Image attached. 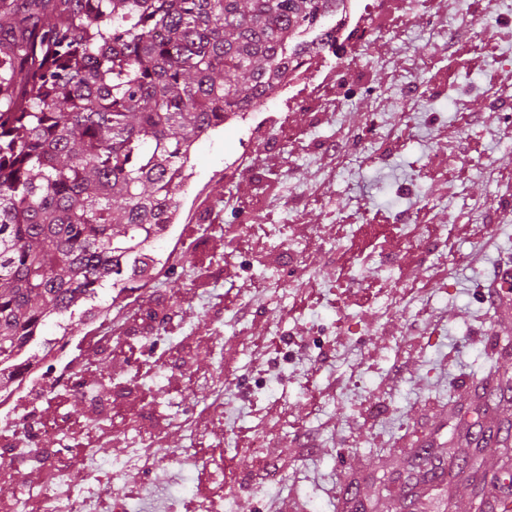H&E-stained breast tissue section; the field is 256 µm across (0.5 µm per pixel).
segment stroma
<instances>
[{"label": "stroma", "instance_id": "35a3bbf8", "mask_svg": "<svg viewBox=\"0 0 512 512\" xmlns=\"http://www.w3.org/2000/svg\"><path fill=\"white\" fill-rule=\"evenodd\" d=\"M407 16L411 39L389 31L355 55L367 87L348 78L317 127L289 113L303 134L282 153L246 124L202 137L178 222L153 244L152 276L103 288L92 313L74 315L77 365L93 363L125 390L128 417L160 429L158 469L123 476L153 497L127 500L126 512L198 496L202 455L229 472L217 512H267L273 500L281 512H490L512 497V287L486 290L512 268V112H489L482 95L512 66V0L485 13L459 0L445 47L429 37L422 0ZM384 55L396 67L436 58L411 74L422 89L413 103L378 66ZM389 131L398 139L384 163L342 167L310 147L369 152ZM383 205L388 219L375 223ZM147 309L163 314L161 335L127 323L111 354L80 349L113 315ZM215 371L224 425L195 451L177 421L208 397L197 374ZM246 432L261 452L241 448ZM466 458L479 471L458 472Z\"/></svg>", "mask_w": 512, "mask_h": 512}]
</instances>
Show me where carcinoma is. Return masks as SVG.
Listing matches in <instances>:
<instances>
[{"label": "carcinoma", "mask_w": 512, "mask_h": 512, "mask_svg": "<svg viewBox=\"0 0 512 512\" xmlns=\"http://www.w3.org/2000/svg\"><path fill=\"white\" fill-rule=\"evenodd\" d=\"M338 0H0V367L142 280L194 144Z\"/></svg>", "instance_id": "cac0c4a2"}]
</instances>
